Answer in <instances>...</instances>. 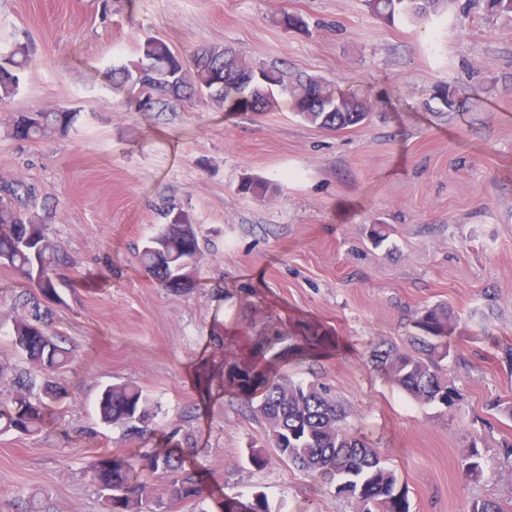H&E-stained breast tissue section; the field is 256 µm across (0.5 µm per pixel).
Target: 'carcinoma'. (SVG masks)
Returning a JSON list of instances; mask_svg holds the SVG:
<instances>
[{"mask_svg":"<svg viewBox=\"0 0 512 512\" xmlns=\"http://www.w3.org/2000/svg\"><path fill=\"white\" fill-rule=\"evenodd\" d=\"M368 12L385 23H423L441 17L451 0H363ZM140 58L127 66L112 67L114 88L126 92L138 107L175 109L187 99L205 94L238 112H265L275 106V93L288 96L291 110L301 119L330 131L362 124L369 115L368 96L362 91L341 93L328 80L313 75H291L278 67L258 66L227 47L213 46L187 60L167 41L150 37L139 47ZM27 43L0 47V105L17 92L29 62ZM434 97L452 112L458 94L438 86ZM77 120L71 109L28 112L13 123L20 140H42L68 132ZM271 184L247 177L239 186L243 194L264 198ZM25 186L20 181L0 185V264L12 269L46 302H58V288L68 276L65 261L45 234L44 226L18 207ZM203 259L195 226L168 222L149 237L139 253L148 276L165 290L179 294L192 286V273ZM30 318L14 323L8 333L12 347L32 365L29 372L9 380V397L0 403V433L34 435L42 431L49 411L68 397L60 375L70 363L47 324V313L32 302ZM267 316L252 322L263 327L246 355L224 358V386L239 393L244 403L265 425L266 436L279 457L333 487L347 497L366 498L364 512H409L406 490L396 473L387 468L378 449L342 425L344 414L330 392L316 384L292 383L269 365L290 351H316L332 343L320 329L306 331L301 344L266 325ZM412 350L374 348L370 362L412 400L449 407L453 393L439 371L448 357V337L454 330L453 312L446 304L423 308L415 317ZM96 414L107 426H120L142 437L154 415L150 399L133 383L108 385L96 403ZM482 452L472 445L461 466L465 477L481 474ZM102 512H156L163 507L156 481L164 483L169 508L203 499L205 488L185 461L159 448H141L132 455L100 453L91 469Z\"/></svg>","mask_w":512,"mask_h":512,"instance_id":"carcinoma-1","label":"carcinoma"}]
</instances>
